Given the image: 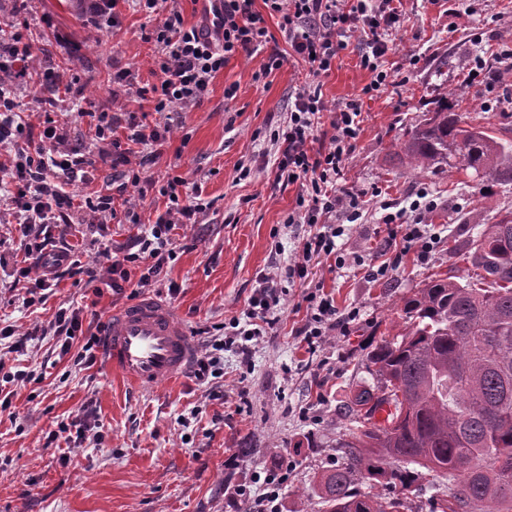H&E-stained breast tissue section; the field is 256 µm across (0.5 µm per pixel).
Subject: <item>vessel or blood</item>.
Masks as SVG:
<instances>
[{"mask_svg": "<svg viewBox=\"0 0 512 512\" xmlns=\"http://www.w3.org/2000/svg\"><path fill=\"white\" fill-rule=\"evenodd\" d=\"M104 349L112 370L137 388L183 374L194 355L189 334L171 307L150 297L113 314Z\"/></svg>", "mask_w": 512, "mask_h": 512, "instance_id": "1", "label": "vessel or blood"}]
</instances>
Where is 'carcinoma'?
<instances>
[{"instance_id": "carcinoma-1", "label": "carcinoma", "mask_w": 512, "mask_h": 512, "mask_svg": "<svg viewBox=\"0 0 512 512\" xmlns=\"http://www.w3.org/2000/svg\"><path fill=\"white\" fill-rule=\"evenodd\" d=\"M400 148L415 175L445 163L481 185L512 182V139L455 112L433 113ZM460 250L474 283L427 282L403 301L404 333L369 358L380 386L352 394L344 462L318 479L330 512H400L426 471L448 477L432 512H512V217ZM386 475L397 494L361 489Z\"/></svg>"}]
</instances>
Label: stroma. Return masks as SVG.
Segmentation results:
<instances>
[{
    "label": "stroma",
    "mask_w": 512,
    "mask_h": 512,
    "mask_svg": "<svg viewBox=\"0 0 512 512\" xmlns=\"http://www.w3.org/2000/svg\"><path fill=\"white\" fill-rule=\"evenodd\" d=\"M91 3L35 0L25 18L37 62L57 67L97 110L112 111L120 102L146 112L148 123L164 124L165 115L154 113L150 102L127 98L112 81L122 69L140 83L155 80L153 47L141 37L144 16L119 0L120 24L104 35L89 21ZM403 6L389 36L390 83L371 97L362 92L370 75L353 46L319 77L301 61L259 77L265 49L230 58L202 103L172 122L149 181L128 187L127 197L142 206L140 223L61 225L81 261L97 262L96 285L66 278L45 303L28 307L8 289L9 268L0 269L1 326L19 333L46 326L61 308L76 310L87 327L111 322L133 295L111 289L105 250L154 224L165 210L160 186L168 176L187 174L200 183L207 209L200 223L175 229L165 284L137 295L170 302L193 345H201L203 329L226 327L224 377L215 389L185 374L128 388L104 361L78 365L80 336L65 354L52 335L16 350L11 339L0 340V367L29 377L11 408L0 412V512H239L230 501L236 487L285 459L282 512H328L317 480L344 459L346 403L373 382L371 351L397 333L403 301L416 288L435 276L471 278L453 248L475 236V219L491 224L512 214V183L483 186L446 167L415 175L394 147L445 100L465 122L512 129V73L501 59L512 51V0H404ZM481 58L492 62L494 89L487 96L467 82ZM313 81L330 103L360 100L363 122L340 180L358 197L362 216L354 224L336 217L343 227L336 254L312 264L309 275L339 312L355 309L359 316L312 353L300 334L307 322L302 281L287 280L272 334L247 342L228 322L242 317L261 275H286L309 231L288 222L300 186L276 182L271 136L287 121L298 89ZM231 87L235 95L226 96ZM452 89L459 92L453 99ZM423 193L436 204L427 217L435 240L428 261L409 252L386 277L374 276L390 234L381 222L386 208L412 209ZM170 281L179 288L173 296ZM84 406L92 415L80 446L48 441L49 431Z\"/></svg>",
    "instance_id": "obj_1"
}]
</instances>
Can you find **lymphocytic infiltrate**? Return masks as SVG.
Returning <instances> with one entry per match:
<instances>
[{"mask_svg": "<svg viewBox=\"0 0 512 512\" xmlns=\"http://www.w3.org/2000/svg\"><path fill=\"white\" fill-rule=\"evenodd\" d=\"M264 11H257L256 2ZM144 12L153 27L146 35L155 44L151 72L155 83L140 84L129 71H117L113 79L124 84L128 95L152 99L158 112H185L200 104L209 93L216 74L233 56H252L269 43L271 35L266 16L278 19V29L288 46L287 51L273 50L261 75L279 69L288 58L309 63L313 75L328 73L337 54L347 49L353 35H361L360 65L372 79L365 93L380 90L388 82L385 57L389 51V32L402 16V0H222V23L210 27L208 22L185 25L180 0H130ZM33 44L23 31L0 28V145L9 144L13 157L0 166V174L13 186L7 207L23 228L25 237L22 267L14 280L21 283L27 304H35L49 278L64 275L85 276L87 283L98 278L96 266L81 264L70 249L54 248L53 230L73 221L75 211H82L87 223L107 224L117 217L128 223L140 221L138 204L126 199L115 203L113 196L96 194L75 200L63 189L84 178L87 168L107 166L122 168L123 183L116 187L124 192L127 185H138L145 178V167L156 162L166 132L150 125L145 117L126 113L125 117L98 112L89 106L78 109L79 116L93 118L94 143L77 147L69 142L67 130L53 118H45L39 134H32L24 123L15 119L22 102L20 92L32 80L60 87L61 80L52 68L34 73L30 64ZM332 112L329 147L314 148L313 127L321 113ZM361 105L352 100L341 107H331L320 88H302L295 95L288 123L277 129L274 140L278 149L277 180L300 183L296 204L310 227L302 250L288 269L289 277L307 278L311 262L336 251V225L323 223V216L344 209L349 221L360 217L355 199L349 198L337 182L353 151L361 123ZM126 136H118V128ZM159 193L166 200V210L158 215L150 234L133 239L131 246L110 254L108 272L113 289L130 281L146 288L159 282L163 268L172 258L177 226L199 223L206 206L201 202L202 189L191 179L168 177ZM433 201L416 204L413 219L402 213H388L383 223L401 228L400 252H414L426 261L432 245L427 238L425 215ZM140 269L139 279H132V269ZM305 300L310 320L304 330L308 347L327 341L336 330V307L328 296L307 293ZM281 291L276 277H263L245 311L248 336L271 333L279 320Z\"/></svg>", "mask_w": 512, "mask_h": 512, "instance_id": "1", "label": "lymphocytic infiltrate"}]
</instances>
